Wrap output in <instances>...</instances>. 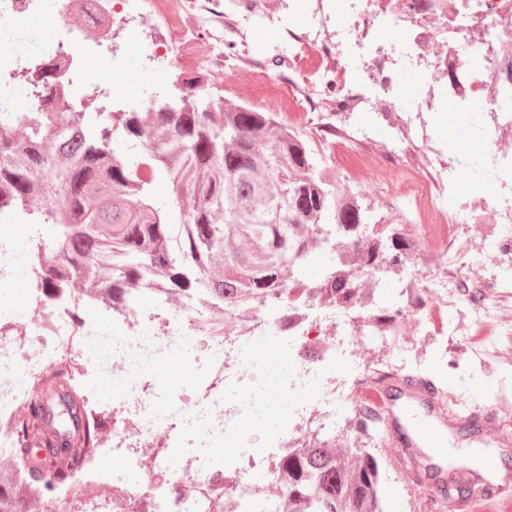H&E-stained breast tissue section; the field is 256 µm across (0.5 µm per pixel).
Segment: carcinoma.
Here are the masks:
<instances>
[{
    "label": "carcinoma",
    "mask_w": 512,
    "mask_h": 512,
    "mask_svg": "<svg viewBox=\"0 0 512 512\" xmlns=\"http://www.w3.org/2000/svg\"><path fill=\"white\" fill-rule=\"evenodd\" d=\"M55 74L43 61L25 75L45 107L35 119L18 117L19 129L0 135V212L21 213L45 231L48 247L39 287L69 288L101 268L100 297L110 303L133 291L162 288L196 301L219 323L227 311L243 315L288 294V282L306 275L311 252L332 255L341 236L359 254L361 271L376 262L378 226L391 220L359 200L338 193L336 173L320 150L274 112H260L199 95L154 96L143 111L84 112L51 94ZM156 142L140 155L139 142ZM58 197L31 203L43 183ZM172 185L171 204L159 202L156 186ZM396 246L391 273L404 265L405 237ZM326 298L347 302L359 293L351 272L334 269ZM58 391H36L29 416L16 424L11 465L27 481L11 490L0 512H20L18 501L44 481L30 470L36 421L65 429L83 416L84 437L46 441L73 459L101 443L76 371L55 373ZM287 491L276 512H383L376 458L359 448L322 439L289 448L279 459Z\"/></svg>",
    "instance_id": "1"
}]
</instances>
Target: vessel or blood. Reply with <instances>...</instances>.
I'll list each match as a JSON object with an SVG mask.
<instances>
[{
    "mask_svg": "<svg viewBox=\"0 0 512 512\" xmlns=\"http://www.w3.org/2000/svg\"><path fill=\"white\" fill-rule=\"evenodd\" d=\"M379 403L385 414V433L391 448L398 452L420 451L426 476L422 483L428 498L439 512H468L469 502L447 493L448 438L456 429L477 427L482 447L476 467L457 470L456 478L486 484L492 493L512 489V471L502 465L500 450L512 443V435L503 431L493 406H446L425 382H406L387 388Z\"/></svg>",
    "mask_w": 512,
    "mask_h": 512,
    "instance_id": "b4317fda",
    "label": "vessel or blood"
}]
</instances>
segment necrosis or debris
Returning <instances> with one entry per match:
<instances>
[{
    "mask_svg": "<svg viewBox=\"0 0 512 512\" xmlns=\"http://www.w3.org/2000/svg\"><path fill=\"white\" fill-rule=\"evenodd\" d=\"M62 27L82 36L81 52L58 40L51 51L64 63L61 80L76 101L105 84L113 56L112 32L134 37L136 79H149L176 62L192 59L215 73L223 69L225 41L238 44L237 68L281 86L292 121L322 131L351 149L371 169L366 185L346 181L343 194L369 193L399 215L408 229L416 262L417 295L424 306L464 313L481 325L500 320L503 295L498 270L512 266V245L491 246L489 229L512 230V0H302L295 17L279 29L282 70L251 53L253 17L274 19L270 0H54ZM184 25L178 36L158 38L171 17ZM33 59L0 56V94L11 109L34 106L26 85L12 73ZM475 117L471 132L478 164L457 169L455 143L461 129L440 123L441 114ZM445 224L468 231L440 239ZM0 276L32 282L23 315L0 306V457L17 443L15 425L33 388L61 365L75 366L85 390L110 375L118 403L91 400L92 413L110 428L108 443L88 452L65 477L51 476L27 501V512H220L224 462L217 454L227 434L225 417L253 424L258 408L272 400L287 423L291 447L316 433L356 447L337 433L343 421L368 415L359 388L397 374L395 338L411 327V345L425 341L419 309L405 307L392 324L379 321L376 280L361 276L365 294L354 302L328 303L322 280L289 286L275 305L244 316L227 314L213 329L197 303L183 301L182 320L171 316L170 298L155 288L109 309L94 307L92 291L45 294L39 269L0 250ZM287 335L288 365L270 378L242 374V343ZM365 338L380 352L348 379L349 339ZM194 338L198 356L191 378L179 382L161 369ZM181 431L183 455L167 447ZM119 453L120 469L101 466ZM256 480L237 483L233 496L266 505L279 503L286 484L273 456L252 454L238 464Z\"/></svg>",
    "mask_w": 512,
    "mask_h": 512,
    "instance_id": "1",
    "label": "necrosis or debris"
}]
</instances>
